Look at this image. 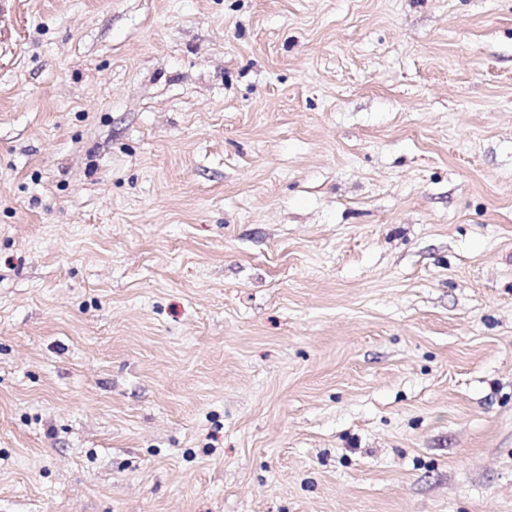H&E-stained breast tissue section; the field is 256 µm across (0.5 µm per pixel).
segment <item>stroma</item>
Returning <instances> with one entry per match:
<instances>
[{"label":"stroma","instance_id":"1","mask_svg":"<svg viewBox=\"0 0 512 512\" xmlns=\"http://www.w3.org/2000/svg\"><path fill=\"white\" fill-rule=\"evenodd\" d=\"M0 512H512V0H5Z\"/></svg>","mask_w":512,"mask_h":512}]
</instances>
